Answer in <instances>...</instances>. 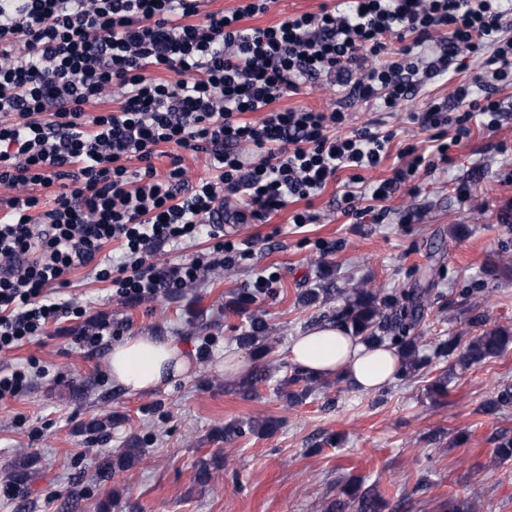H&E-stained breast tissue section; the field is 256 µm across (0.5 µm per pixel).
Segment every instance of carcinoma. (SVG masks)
Segmentation results:
<instances>
[{
	"label": "carcinoma",
	"mask_w": 512,
	"mask_h": 512,
	"mask_svg": "<svg viewBox=\"0 0 512 512\" xmlns=\"http://www.w3.org/2000/svg\"><path fill=\"white\" fill-rule=\"evenodd\" d=\"M264 289L242 288L227 303L228 310L244 314L249 320L236 341L240 347L250 351L255 365L242 376L234 387V393L250 397L257 385L266 382L278 372L272 355L274 340L270 327L263 318L259 303ZM339 289L334 287L332 272L320 273L318 287L307 288L298 293V302L304 306L324 304L336 298ZM441 292L435 288V277H423L416 287L394 291L390 288H351L336 308L332 320L346 331L357 336L370 348L388 345L397 350L401 358L399 378L410 380L435 361L452 362L465 371L475 365L484 364L503 355L512 346V329L494 327L485 329L467 340L461 336L426 340L420 331V324L426 311ZM450 375L444 372L426 387L428 397L436 400L448 395ZM332 384L327 378L316 377L294 367L290 374L280 379L276 391L290 406H295L308 397ZM512 406V385L501 386L495 395L479 409L486 415H496ZM278 422L272 419L251 420L246 425L229 423L224 426V440L231 441L245 432L270 435L276 431ZM145 450L131 440L128 446L108 456L100 465V472L128 470L139 464ZM494 459L512 458V435L504 432L497 437L493 450ZM363 479H351L342 495L330 502L325 512H380L382 497L378 494L359 493Z\"/></svg>",
	"instance_id": "obj_1"
}]
</instances>
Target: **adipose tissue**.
<instances>
[{
	"instance_id": "1",
	"label": "adipose tissue",
	"mask_w": 512,
	"mask_h": 512,
	"mask_svg": "<svg viewBox=\"0 0 512 512\" xmlns=\"http://www.w3.org/2000/svg\"><path fill=\"white\" fill-rule=\"evenodd\" d=\"M288 358L316 376H341L359 389L371 391L393 380L400 366L397 351L370 348L336 323L324 321L294 337ZM193 355L176 342L144 334L113 345L108 366L115 385L127 394L171 386L190 370Z\"/></svg>"
}]
</instances>
